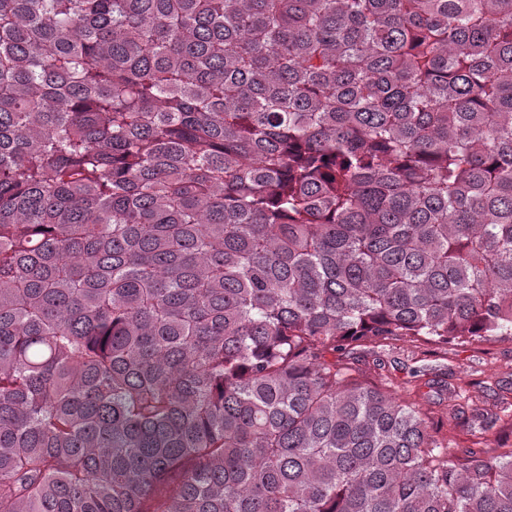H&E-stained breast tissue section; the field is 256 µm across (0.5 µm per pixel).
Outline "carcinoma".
Listing matches in <instances>:
<instances>
[{
	"instance_id": "cac0c4a2",
	"label": "carcinoma",
	"mask_w": 512,
	"mask_h": 512,
	"mask_svg": "<svg viewBox=\"0 0 512 512\" xmlns=\"http://www.w3.org/2000/svg\"><path fill=\"white\" fill-rule=\"evenodd\" d=\"M396 336H512V0H0V512H512Z\"/></svg>"
}]
</instances>
